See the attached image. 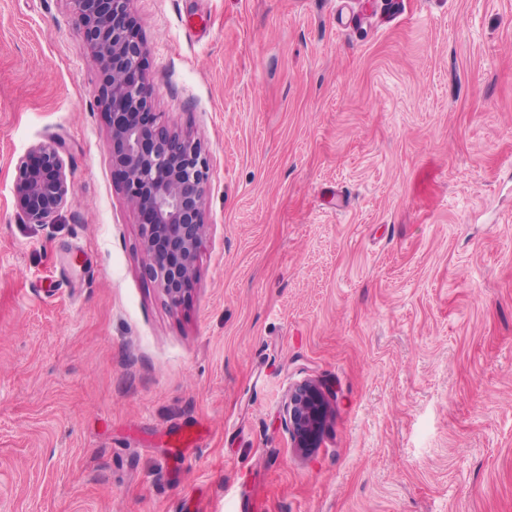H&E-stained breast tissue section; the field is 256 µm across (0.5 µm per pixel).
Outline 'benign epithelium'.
Segmentation results:
<instances>
[{"mask_svg":"<svg viewBox=\"0 0 512 512\" xmlns=\"http://www.w3.org/2000/svg\"><path fill=\"white\" fill-rule=\"evenodd\" d=\"M102 80L98 103L107 117V147L121 189L140 218L145 271L177 305L192 289L208 224V160L200 142L170 132L153 111L144 74L147 46L132 0H67ZM13 194L28 224L49 223L67 204L70 181L57 141L40 142L15 166ZM329 402L304 380L289 388L280 421L291 445L306 455L320 444Z\"/></svg>","mask_w":512,"mask_h":512,"instance_id":"7a95c632","label":"benign epithelium"}]
</instances>
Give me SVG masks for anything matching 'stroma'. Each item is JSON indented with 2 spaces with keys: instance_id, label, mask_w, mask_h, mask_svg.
<instances>
[{
  "instance_id": "stroma-1",
  "label": "stroma",
  "mask_w": 512,
  "mask_h": 512,
  "mask_svg": "<svg viewBox=\"0 0 512 512\" xmlns=\"http://www.w3.org/2000/svg\"><path fill=\"white\" fill-rule=\"evenodd\" d=\"M133 8L208 159L197 282L143 272L66 0H0V512H512V0ZM50 140L68 204L28 224ZM57 141L40 142L15 166L13 194L28 224H48L67 204L70 181ZM329 410L328 400L314 381L304 380L289 388L280 421L288 430L292 447L301 455L319 446Z\"/></svg>"
}]
</instances>
